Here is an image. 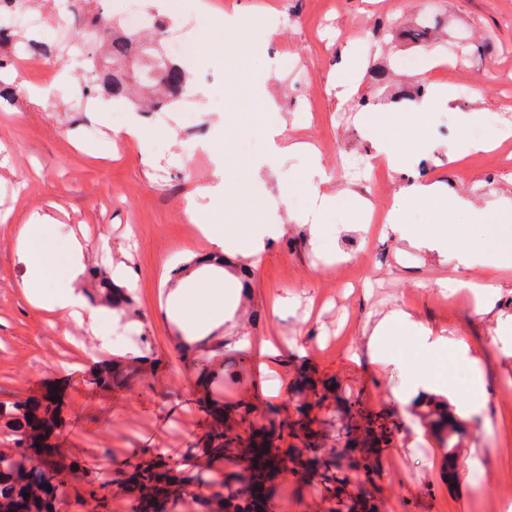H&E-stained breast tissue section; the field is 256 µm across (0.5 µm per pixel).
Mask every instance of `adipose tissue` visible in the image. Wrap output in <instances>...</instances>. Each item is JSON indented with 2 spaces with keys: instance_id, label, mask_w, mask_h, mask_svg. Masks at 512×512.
<instances>
[{
  "instance_id": "obj_1",
  "label": "adipose tissue",
  "mask_w": 512,
  "mask_h": 512,
  "mask_svg": "<svg viewBox=\"0 0 512 512\" xmlns=\"http://www.w3.org/2000/svg\"><path fill=\"white\" fill-rule=\"evenodd\" d=\"M212 24L237 41L241 51L247 52L259 43L268 41L271 33L259 16L253 13L238 12L232 15L212 17ZM364 129L376 144L379 153L394 167H408L414 162L411 153L401 151L397 142L401 137L399 124L378 123L364 120ZM309 164L318 182L309 183L307 193L319 200L308 226L312 239L324 237L327 231L325 216L337 207L353 209L357 219L370 222L373 216L371 203L350 191L336 194L326 192L329 179L324 176L318 157H310ZM251 166L240 160L236 164L219 163L216 174L220 179L217 186L210 188L214 197L213 207L205 212L194 205H187L190 220L219 252L234 251L242 257L252 258L265 248L264 209L259 201L241 204L239 185L250 174ZM401 206L387 211L384 221L391 229L397 230L401 239L407 240L416 249L429 248L447 250L454 245L457 235L447 224L449 209L470 212L473 204L466 199L449 198L448 188L438 181L413 184L403 192ZM410 207L428 210L438 218L437 223L416 229L405 220V211ZM50 221L49 216H34L21 224L17 232L18 254L27 267L23 288L28 300L50 312L63 311L78 325L96 327L102 319L112 317V309L102 306L87 307L85 299L75 281L81 272L83 245L77 237L67 241L69 266L67 271H59L49 255V247L44 230ZM175 296L182 316L190 323L217 324L224 319V283L222 280H199L186 287L176 289ZM420 326L412 320L408 312L395 310L385 315L374 327L368 347L374 355L394 363L409 375L413 388L423 389L427 394H448V379L441 369L442 355L440 341L418 345L413 355H404L401 349L392 347L388 339L392 336H410L419 331Z\"/></svg>"
}]
</instances>
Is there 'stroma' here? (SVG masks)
I'll return each mask as SVG.
<instances>
[{"instance_id":"35a3bbf8","label":"stroma","mask_w":512,"mask_h":512,"mask_svg":"<svg viewBox=\"0 0 512 512\" xmlns=\"http://www.w3.org/2000/svg\"><path fill=\"white\" fill-rule=\"evenodd\" d=\"M231 15L261 7L273 32L251 54L220 30L197 23L211 42L208 54L187 68L183 98L167 111H135L125 98L102 93L86 109L79 101L78 70L103 55L109 29L88 28L89 12L115 19L116 0H63L61 10L24 8L27 34L48 46L61 28L78 32L67 53L39 62L18 54L0 69V403L55 399L58 416L45 445L92 477L106 480L97 497L86 484L59 475L69 496L60 512H139L140 494L128 477L156 453L185 471L204 469L233 487L263 482V512H512L501 498L512 488V407L501 389L512 387V355L496 337L494 316L474 307L448 309L454 280L494 275L503 290L497 309L512 315V267L463 269L455 254L442 257L409 247L383 221L402 190L419 180L439 181L477 209L512 197V142L462 159L461 139L491 140L512 127V0H208ZM428 31L420 42L417 29ZM431 47L449 70L419 74ZM463 47V59L452 51ZM359 57L350 60V48ZM361 73L353 101L367 107L407 104L417 86L446 83L481 88L458 95L453 111L428 114V151L411 169H390L389 194L376 196L366 178L379 155L350 102L330 84L343 65ZM268 73L267 90L287 122L268 155L254 127L236 128L235 114H255L259 99L240 78ZM46 97L35 103L30 87ZM138 120L155 134L150 152L122 140V154L90 155L85 144L111 137L113 127ZM249 160L248 195L263 205L274 236L258 259L228 254L223 267L199 265L212 246L185 223L186 203L207 209L219 138ZM295 143L315 147L328 188L353 189L369 198L374 219L360 224L343 209L331 213L321 242H312L295 213L318 207L281 186L307 168ZM357 176H349L350 166ZM51 214L46 230L51 256L66 269V240L85 227L88 242L77 284L88 305L99 306L97 278L122 262L133 277L123 287L131 301L94 336L66 314L33 305L22 288L26 266L17 256L16 227L33 214ZM193 263L197 276L230 274L224 323L208 328L182 320L171 297L187 279L177 269ZM393 309L411 313L433 335L464 340L482 353L485 405H471L465 361L448 362L455 401L448 411L465 428L459 448L447 451L429 420L420 416L442 395L414 394L394 365L371 360L367 343L378 319ZM248 347H238V339ZM279 351L276 372L260 369L262 342ZM108 363L120 383L94 382ZM223 409L224 456L203 453ZM279 449L284 467L257 473L247 452L258 431ZM350 472L368 460L357 481L324 491L305 468L310 457Z\"/></svg>"}]
</instances>
